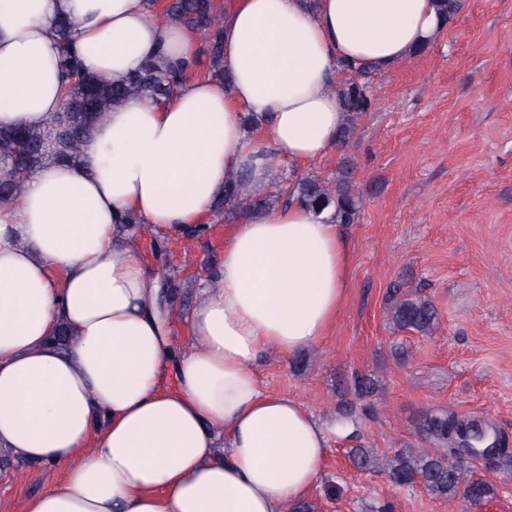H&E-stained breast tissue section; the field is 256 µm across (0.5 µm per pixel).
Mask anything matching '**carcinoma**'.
Listing matches in <instances>:
<instances>
[{
  "mask_svg": "<svg viewBox=\"0 0 512 512\" xmlns=\"http://www.w3.org/2000/svg\"><path fill=\"white\" fill-rule=\"evenodd\" d=\"M164 15L177 19L190 29L206 36L212 60L210 76L228 82L224 72L221 28L217 24L215 0H166ZM64 73L71 82L66 102L51 125L43 130L0 126V200L16 196L24 182L37 173L45 161L53 157L60 161L81 160V147L90 136L92 124L103 118L115 105L134 96H149L158 102L166 99L180 83L182 74L154 64L120 81L106 82L83 73L80 61L71 49L65 50ZM373 73L354 75L339 83L346 120L337 136L338 150L349 147L356 132L360 114L372 107ZM277 188L266 193H253L242 183L232 182L214 203V210L233 215L241 210L267 208L281 199L278 187L280 175L272 178ZM287 200H296L311 209L329 212L334 224H353L358 219L362 198L356 189V170L347 157L336 170V176L324 180L316 175L295 177L288 185ZM163 288L169 300H174L179 283L167 271V254H160ZM391 323L398 330L430 333L436 325V313L431 303L416 299L404 300L391 308ZM463 421L453 413L432 415L425 420L424 432L440 444V452L415 455L403 450L395 456L380 459L360 445L349 449L354 464L386 475L397 487L421 485L432 494L466 503L479 504L488 499L493 488L487 482L467 475L457 455L458 434Z\"/></svg>",
  "mask_w": 512,
  "mask_h": 512,
  "instance_id": "carcinoma-1",
  "label": "carcinoma"
}]
</instances>
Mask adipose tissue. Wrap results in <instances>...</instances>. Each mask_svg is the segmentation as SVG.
<instances>
[{"mask_svg":"<svg viewBox=\"0 0 512 512\" xmlns=\"http://www.w3.org/2000/svg\"><path fill=\"white\" fill-rule=\"evenodd\" d=\"M112 81L194 63L196 35L145 0H0V126L47 128L64 99L56 23ZM435 0H231L224 69L161 104L106 112L80 162L46 160L0 203V450L59 481L27 512H290L330 431L256 363L315 347L347 299L352 249L296 202L224 230L178 347L162 279L116 220L166 236L203 226L226 183L267 189L276 157L329 158L345 121L339 62L380 72L436 40ZM66 323L73 336L58 345Z\"/></svg>","mask_w":512,"mask_h":512,"instance_id":"ef3b65f1","label":"adipose tissue"}]
</instances>
